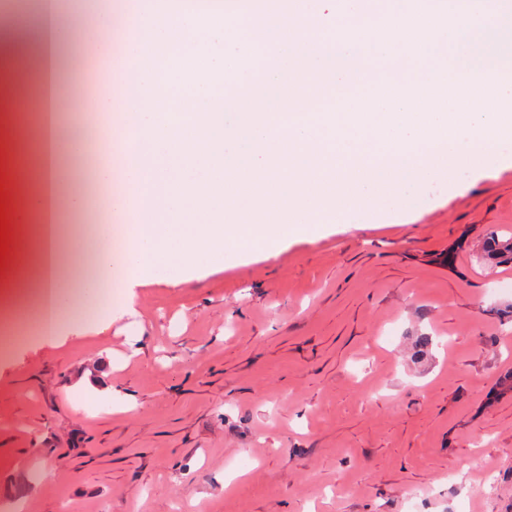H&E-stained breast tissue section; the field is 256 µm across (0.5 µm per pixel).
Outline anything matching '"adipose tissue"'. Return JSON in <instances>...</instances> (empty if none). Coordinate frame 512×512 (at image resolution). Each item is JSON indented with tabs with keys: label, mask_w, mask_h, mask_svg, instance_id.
<instances>
[{
	"label": "adipose tissue",
	"mask_w": 512,
	"mask_h": 512,
	"mask_svg": "<svg viewBox=\"0 0 512 512\" xmlns=\"http://www.w3.org/2000/svg\"><path fill=\"white\" fill-rule=\"evenodd\" d=\"M67 0H37L29 20L0 40V182L38 175L35 193L13 187L5 209L10 249L0 274L36 277L37 313L45 337L61 321L106 322L129 308L131 287L156 269L221 268L229 253L277 256L288 238L316 234L337 218L374 215L405 202L412 189L453 182L458 170L477 174L512 162V52L480 61L455 51L391 52L367 62L312 96L231 110L224 85V0H128L122 17L104 11L92 52L108 65L109 91L86 111L100 124L88 138L43 126L28 138L11 113L25 90H40L54 109L46 71L49 37L79 27ZM131 29L115 50L116 23ZM91 152L102 164L107 219L98 225L97 276L75 303L59 280L58 245L47 224L26 234V214L61 210L52 155ZM121 158L124 188L111 193L112 160Z\"/></svg>",
	"instance_id": "1"
}]
</instances>
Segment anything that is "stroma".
<instances>
[{"label": "stroma", "mask_w": 512, "mask_h": 512, "mask_svg": "<svg viewBox=\"0 0 512 512\" xmlns=\"http://www.w3.org/2000/svg\"><path fill=\"white\" fill-rule=\"evenodd\" d=\"M91 156L63 177L87 206ZM0 359V512H512V165ZM91 374L106 394L91 398ZM505 234L501 237L498 231H491L483 246V252L487 259L498 263H512V231L502 230ZM508 234V235H507Z\"/></svg>", "instance_id": "1"}]
</instances>
